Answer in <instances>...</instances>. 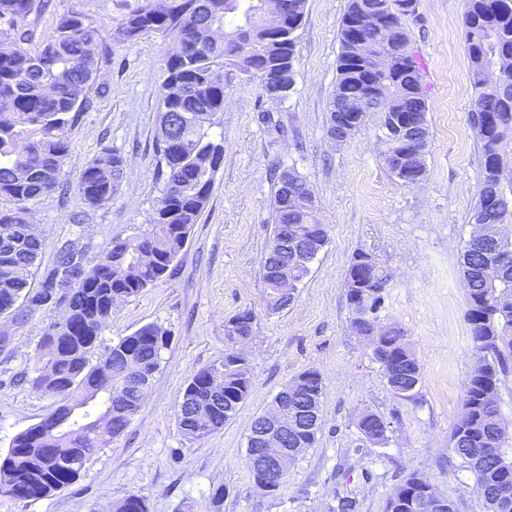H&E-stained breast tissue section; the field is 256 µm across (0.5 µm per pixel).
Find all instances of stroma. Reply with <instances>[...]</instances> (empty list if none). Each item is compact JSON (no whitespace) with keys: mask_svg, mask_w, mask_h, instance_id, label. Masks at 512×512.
<instances>
[{"mask_svg":"<svg viewBox=\"0 0 512 512\" xmlns=\"http://www.w3.org/2000/svg\"><path fill=\"white\" fill-rule=\"evenodd\" d=\"M143 0H51L31 15L32 47L49 37L57 16L88 15L111 36ZM347 0H307L297 42L296 87L288 101L267 99L257 83L224 72V111L216 132L224 156L207 208L166 278L115 307L104 344L147 323L171 333L148 397L123 435L100 450L79 479L53 495L23 503L0 495V512H105L134 494L149 512H330L338 490L356 494L360 512H384L409 474L427 477L457 512H485L470 472L448 451L462 412L463 387L477 356L465 320L461 255L470 237L480 182V150L472 128V90L462 31L464 0H418L413 37L429 87L430 147L426 175L401 185L386 168L378 115L343 144L327 134L336 84L339 25ZM172 36L147 33L117 45L101 63L97 92L71 131V160L58 189L31 204L29 221L46 241L40 264L74 241L86 258L145 224L159 196L155 139L159 90ZM106 149L126 160L112 200L88 207L78 191L81 168ZM295 168L314 191L329 239L284 311L268 313L262 262L273 233L274 172ZM370 254L391 279L384 325L399 330L421 367L416 400L389 389L370 347L349 325L345 273L356 252ZM252 311L246 344L250 394L224 427L186 439L177 405L192 372L224 356V323ZM62 307L19 306L0 316V452L56 405L54 395L24 380L45 328ZM323 383L321 428L313 448L293 464L280 491L262 494L246 465L254 417L301 372ZM366 412L382 416L388 441L360 433ZM222 501H214L216 488Z\"/></svg>","mask_w":512,"mask_h":512,"instance_id":"1","label":"stroma"}]
</instances>
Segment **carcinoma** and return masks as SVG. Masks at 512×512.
<instances>
[{
	"instance_id": "1",
	"label": "carcinoma",
	"mask_w": 512,
	"mask_h": 512,
	"mask_svg": "<svg viewBox=\"0 0 512 512\" xmlns=\"http://www.w3.org/2000/svg\"><path fill=\"white\" fill-rule=\"evenodd\" d=\"M49 0H0V198L13 204L0 210V315L18 303L30 309L68 301L65 323H50L26 382L35 390L52 389L55 408L38 423L14 436L0 455V494L30 502L60 491L80 477L90 458L112 445L141 403L124 374L126 364L155 377L161 352L170 335L147 323L112 345H102L103 330L112 320L113 297L128 299L163 279L183 251L193 224L210 199L223 140L212 129L224 111V82L214 72L234 67L249 81L265 87L267 75L249 72L238 61L257 65L277 56L280 41L255 28L238 36L246 25H257L258 0H145L122 27L104 38L87 15L57 17L51 36L34 51L24 48L33 33L28 18L48 7ZM307 0H285L288 26L285 41H296ZM418 0H349L339 28L340 50L336 84L330 102L327 134L336 143V113L364 127L371 113L380 114L385 165L394 177V157L430 145L427 119L429 96L424 72L408 24L417 20ZM397 34L387 42L388 32ZM171 34L175 47L166 61L160 89L156 152L163 187L146 228L112 241L90 260L69 243L61 246L56 263L40 269L45 239L30 230L29 204L54 191L71 158L68 130L89 105L98 78L99 60L111 43L131 44L142 34ZM465 49L470 67L473 128L480 143L481 173L472 218L479 222L461 256L466 284V321L477 363L468 375L463 413L449 439L451 457L487 489V512H512V424L500 414V389L512 357V238L501 225L512 223V187L504 185V147L512 136V0H465ZM367 52L359 54L353 44ZM390 57L382 65L380 53ZM497 61L504 82L487 80V62ZM125 175V159L105 150L87 161L79 192L90 208L112 200ZM272 241L288 230L308 244L310 258L300 265L282 259L288 277L303 282L311 263L328 242V227L314 223L303 206L284 204L282 188L273 203ZM273 245H268L262 277L266 307L288 308L295 295L277 296L271 277ZM358 252L346 274L350 330L366 337L381 322L389 273ZM41 274L40 287L30 288ZM254 319L249 310L224 325V358L194 371L178 402V424L184 437L198 440L224 427L247 399L252 386L250 365L228 367L235 343L232 324ZM390 390L398 398L417 399L422 368L405 336L381 337L372 346ZM313 386L288 404V447L311 448L321 424L302 427L300 409L323 395L320 374L308 371ZM224 383V402L214 408L197 402L194 390L211 380ZM361 434L374 445L387 441V423L367 412L358 421ZM431 482L408 475L388 498L385 512H425L417 504ZM112 512H148L146 503L130 494L112 502Z\"/></svg>"
}]
</instances>
